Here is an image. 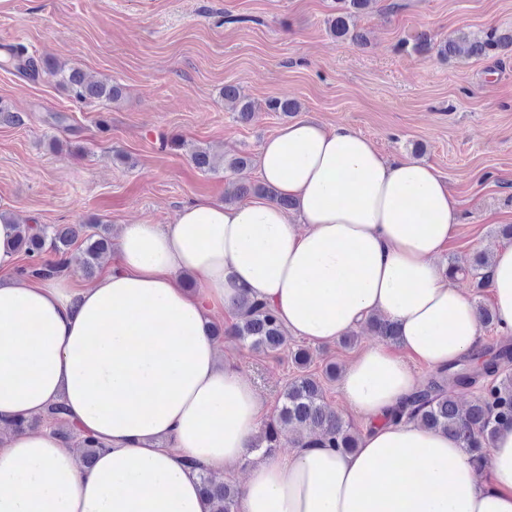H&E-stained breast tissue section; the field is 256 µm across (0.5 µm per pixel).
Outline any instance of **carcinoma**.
Here are the masks:
<instances>
[{"instance_id":"1","label":"carcinoma","mask_w":512,"mask_h":512,"mask_svg":"<svg viewBox=\"0 0 512 512\" xmlns=\"http://www.w3.org/2000/svg\"><path fill=\"white\" fill-rule=\"evenodd\" d=\"M369 0H339L341 6L336 16L328 20L330 32L339 39L355 42L363 41V36L352 24V18ZM512 47V30L504 32L489 28L480 37H471L459 32L440 45V54L450 57L461 51L475 57H496ZM15 63L3 62L0 66L12 68L21 76H36L38 61L25 53L21 46L12 47ZM61 82L74 93L78 100H115L121 88L109 82L92 83L86 80L78 69H58ZM224 105L237 113V118L250 121L256 108L240 88L234 84L224 86ZM269 112H297L299 105L288 98H271L266 102ZM190 159L200 170L211 171L222 166L233 172L248 167L251 159L247 155L217 161L206 149L192 145ZM265 195L283 207L292 203L279 196L266 185H254L231 181L224 194V202L232 203L246 196ZM82 239L85 254V272L91 274L100 258L112 248L106 224H54L43 227L18 225L16 249L23 252L28 264L21 272L31 277H49L64 265V256L69 248ZM58 256L55 262L44 258L46 253ZM489 260L476 259L469 274L476 280L477 287L486 286ZM235 323L224 330V334L250 348L276 353L285 342L286 330L273 310L263 301L242 296L232 301ZM376 335L397 341V332L387 320L373 316L367 321ZM291 359L298 369V375L288 383L281 397V405L276 416L266 423L260 435L255 438L253 447L264 449L267 455L283 443V430L296 433L291 443L300 447L320 444L351 452L358 447L359 437L352 427L328 410L324 403L325 387L322 379L329 381L336 376L333 364L325 366L322 374L309 371L311 353L306 347H298L291 352ZM512 364V346L498 348L479 347L470 355L448 367L435 371L427 384L417 389L398 409V413L417 420L422 426L441 430L461 442L468 451H486L493 440L497 428L508 423L512 425V375L505 373V367ZM481 385L480 396L466 410L458 408L453 391L458 387ZM44 420L56 427L57 434L66 442L84 449L83 459L91 464L103 445L92 436L80 437L68 424L67 408L55 404L47 409ZM200 479L204 493L208 496L212 512H237L240 490L231 482H215L206 471H201Z\"/></svg>"}]
</instances>
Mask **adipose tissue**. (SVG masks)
<instances>
[{
	"label": "adipose tissue",
	"mask_w": 512,
	"mask_h": 512,
	"mask_svg": "<svg viewBox=\"0 0 512 512\" xmlns=\"http://www.w3.org/2000/svg\"><path fill=\"white\" fill-rule=\"evenodd\" d=\"M258 170L292 209L194 201L169 224L120 225L115 262L81 287L13 276L18 227L0 216V512H211L199 470L243 463L239 512H512L511 425L476 456L391 417L418 387L410 360L436 370L481 342L473 301L438 262L460 225L448 186L420 160L311 119L265 139ZM489 275L511 332L512 245L494 249ZM242 295L314 345L373 315L396 325L402 354L375 344L341 376L369 423L358 448L258 459L264 404L209 328ZM56 402L103 442L92 466L50 426L10 429Z\"/></svg>",
	"instance_id": "obj_1"
}]
</instances>
